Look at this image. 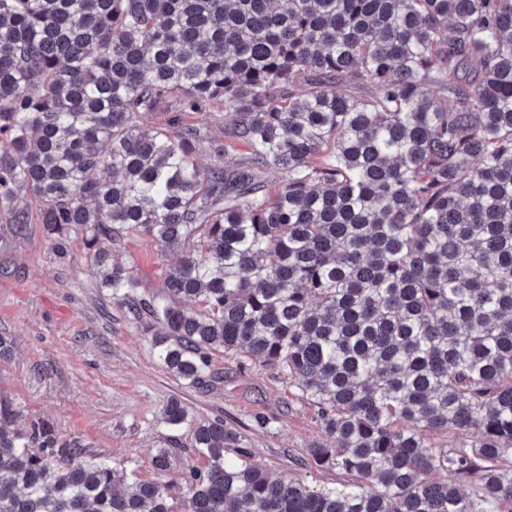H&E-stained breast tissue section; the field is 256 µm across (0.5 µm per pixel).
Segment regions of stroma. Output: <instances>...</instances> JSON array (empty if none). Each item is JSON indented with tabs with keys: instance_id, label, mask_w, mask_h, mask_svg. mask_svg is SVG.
Here are the masks:
<instances>
[{
	"instance_id": "stroma-1",
	"label": "stroma",
	"mask_w": 512,
	"mask_h": 512,
	"mask_svg": "<svg viewBox=\"0 0 512 512\" xmlns=\"http://www.w3.org/2000/svg\"><path fill=\"white\" fill-rule=\"evenodd\" d=\"M176 260L141 235L109 249L110 263L133 271L145 296L162 294ZM94 264L81 235H71L61 254L43 225L18 235L0 213V398L17 409L20 425L48 420L60 439L145 479L157 478L153 460L167 450L166 476L174 479L206 468L191 431L160 421L176 397L196 419L219 417L237 429L253 462L272 476L314 488L346 484L345 474L312 463L308 449L323 438L317 409L286 378L220 351L210 356L219 383L185 384L159 363L150 333L99 288Z\"/></svg>"
}]
</instances>
